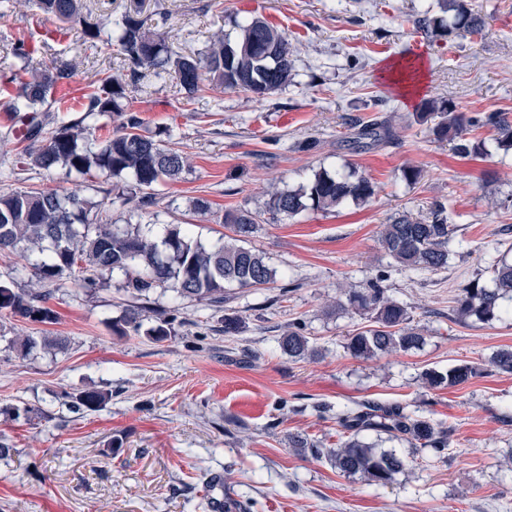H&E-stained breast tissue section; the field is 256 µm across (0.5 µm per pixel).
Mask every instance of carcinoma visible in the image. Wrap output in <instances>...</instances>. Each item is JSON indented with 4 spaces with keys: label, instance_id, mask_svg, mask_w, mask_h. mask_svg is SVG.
Listing matches in <instances>:
<instances>
[{
    "label": "carcinoma",
    "instance_id": "cac0c4a2",
    "mask_svg": "<svg viewBox=\"0 0 512 512\" xmlns=\"http://www.w3.org/2000/svg\"><path fill=\"white\" fill-rule=\"evenodd\" d=\"M39 14L81 27L82 35L99 39L104 23H92L83 14L82 0H35ZM439 12L426 15L417 22V30L429 38L478 36L483 20L473 0H438ZM117 42L121 52L136 70L147 68L157 76L175 74L186 97H193L204 80L219 83L227 89L248 92L262 98L293 79V48L288 37L266 21L253 18L238 25L234 38L217 34L202 56L171 53L164 34L150 29L135 9L121 16ZM74 63L59 53L43 71H28L20 79L18 97L32 112L54 88L71 79ZM129 82V83H131ZM129 83L107 75L98 90L87 97L83 111L88 116H107L125 111L122 101L128 99ZM414 121L430 125L435 139L446 141L461 157L484 154L480 141L469 137L479 127L496 130L498 149L512 151V117L506 112H462L447 99H428ZM140 118L131 114L121 131L101 141L88 138L79 123L62 125L44 131L40 122L30 124V144L23 155L32 165L59 166L68 173L91 176L97 172L110 177L128 176V184L113 185L112 203L125 205L134 191L151 197L150 190L160 182L179 178L187 165L182 152L138 132ZM356 136L349 141L355 150L371 145L391 143L399 138L394 116H377L355 126ZM46 132L42 144L35 145L37 134ZM376 186L366 176L351 171L347 174L321 169L296 189L268 191L266 206L274 215L294 218L309 210L327 211L346 202L367 203ZM224 223L234 234L229 242L204 245L192 239L179 224H167L159 231L155 224H110L101 210L77 196L62 195L56 190L14 191L0 195V251L18 252L25 264L15 269L22 275L29 271L42 286L80 274L82 286L93 290L114 274L125 276L124 291L137 304L124 318L112 323V331L125 336L140 332L156 342L175 335L172 312L185 299H195L221 308L230 288L260 287L275 283L276 271L265 257L245 246L258 224L257 214L248 209L224 213ZM454 227L448 224L445 206L431 205L427 216L414 218L397 214L382 225L380 242L396 265L404 270L438 273L448 269V243ZM384 275L376 276L365 288H350L336 299L335 307L352 310L365 317L370 325L350 336L346 349L354 358L368 359L378 355L417 349L423 343L420 328L412 324L408 307L387 296L382 288ZM494 286L488 288L472 280L453 299L452 312L460 321L475 319L489 323L512 314L504 305L512 302V263L500 262L494 267ZM158 288L172 293L174 306L155 311L151 317V295ZM51 292L17 291L0 281V316L20 317L33 322L51 323L56 312L46 303ZM151 325L143 327V321ZM61 338L28 336L20 343L28 355L37 350L63 347ZM281 350L291 358L304 359L313 353L300 324L279 339ZM499 371L512 373V348L499 350L491 359ZM480 367L461 363L441 372L428 370L425 384L432 388H449L479 375ZM112 394L85 389L65 395L64 405L73 413L95 412L109 402ZM336 421L344 435L334 448H321L307 438L293 440L295 448H309L316 456H326L336 469L349 475L360 474L368 481L386 486L405 469V463L393 450L381 449L362 438L365 432L394 434L413 447H430L441 453L448 448L449 431L431 419L409 413L397 405L368 402L357 408L336 413Z\"/></svg>",
    "mask_w": 512,
    "mask_h": 512
}]
</instances>
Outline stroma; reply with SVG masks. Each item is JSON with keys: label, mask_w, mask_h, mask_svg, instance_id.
<instances>
[{"label": "stroma", "mask_w": 512, "mask_h": 512, "mask_svg": "<svg viewBox=\"0 0 512 512\" xmlns=\"http://www.w3.org/2000/svg\"><path fill=\"white\" fill-rule=\"evenodd\" d=\"M83 2L100 22L141 3L148 26L166 33L177 55L201 56L214 34L234 33L236 23L253 17L287 35L294 78L263 99L208 81L189 99L169 76L145 77L129 95L142 134L161 135L187 157L180 179L155 188L156 222L184 225L212 244L228 232L225 211L258 213L247 245L266 256L276 281L232 288L221 311L181 302L175 334L163 343L113 333V320L129 304L120 275L92 293L71 278L54 284L55 322L0 318V442L11 448L10 459L0 460V512H209L217 493L236 503L235 512H512V374L488 363L512 348V316L461 324L451 311L471 279L491 285L493 260H512V210L494 206L512 193V153L497 150L493 131L483 128L473 136L485 154L459 157L411 119L427 98L453 101L463 112L512 113V0H476L482 34L449 42L415 28L437 0ZM78 35L38 15L32 0H12L0 18V170L11 172L0 193H75L123 224L129 213L110 205L111 177L19 163L24 143L12 129L27 115L5 110L16 75L44 68L76 43L74 74L47 95L39 119L50 129L80 119L86 135L100 139L120 129V117L86 119L82 106L99 77L129 78L128 62L116 45ZM21 41L32 49L29 59L13 52ZM404 57L424 67L410 95L384 76ZM393 112L410 120L398 140L362 151L345 146L353 119ZM309 137L320 140L318 150H295ZM409 165L422 171L412 185L401 176ZM351 166L377 187L368 203L294 219L267 212L273 187L292 189L317 170ZM199 199L209 214L194 213ZM435 201L445 204L455 228L447 271L396 268L379 244L383 224L398 213L426 216ZM380 273L387 295L409 308L425 342L356 359L345 342L365 319L326 308L342 290L365 287ZM289 281L294 291L281 294ZM228 310L245 322L234 336L224 333ZM297 322L315 350L303 360L278 346ZM27 336H59L66 347L22 358L9 342ZM462 362L479 365L480 374L447 389L423 385V372ZM85 388L111 391L112 398L97 412H69L65 393ZM367 400L424 410L450 430L447 450L366 433V441L408 464L394 483L378 486L292 448L295 435L335 447L336 418L319 416L315 405ZM16 407L30 408L29 418H15Z\"/></svg>", "instance_id": "obj_1"}]
</instances>
